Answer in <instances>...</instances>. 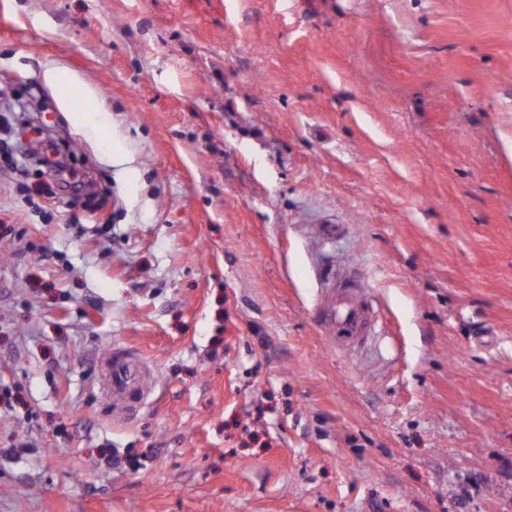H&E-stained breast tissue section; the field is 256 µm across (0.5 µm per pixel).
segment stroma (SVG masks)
Instances as JSON below:
<instances>
[{"label":"stroma","instance_id":"1","mask_svg":"<svg viewBox=\"0 0 512 512\" xmlns=\"http://www.w3.org/2000/svg\"><path fill=\"white\" fill-rule=\"evenodd\" d=\"M1 114L0 512H512V0H0ZM325 297L316 308V323L325 337L342 351H352L366 343L375 328L374 312L362 297L356 280L339 275L328 280ZM105 382L108 392L129 418L135 417L146 404L148 375L143 362L135 355L115 352Z\"/></svg>","mask_w":512,"mask_h":512}]
</instances>
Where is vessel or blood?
Instances as JSON below:
<instances>
[{"mask_svg": "<svg viewBox=\"0 0 512 512\" xmlns=\"http://www.w3.org/2000/svg\"><path fill=\"white\" fill-rule=\"evenodd\" d=\"M316 308V323L325 337L342 351H352L366 343L375 328L374 312L362 297L356 280L335 276L323 291ZM110 395L128 417H135L148 397V375L135 355L117 352L105 377Z\"/></svg>", "mask_w": 512, "mask_h": 512, "instance_id": "vessel-or-blood-1", "label": "vessel or blood"}]
</instances>
